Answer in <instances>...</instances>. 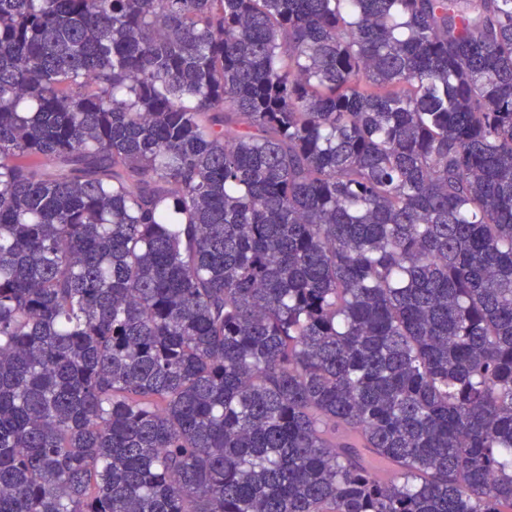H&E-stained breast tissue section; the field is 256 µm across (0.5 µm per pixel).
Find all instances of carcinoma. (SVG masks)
<instances>
[{
  "label": "carcinoma",
  "instance_id": "cac0c4a2",
  "mask_svg": "<svg viewBox=\"0 0 512 512\" xmlns=\"http://www.w3.org/2000/svg\"><path fill=\"white\" fill-rule=\"evenodd\" d=\"M0 512H512V0H0Z\"/></svg>",
  "mask_w": 512,
  "mask_h": 512
}]
</instances>
